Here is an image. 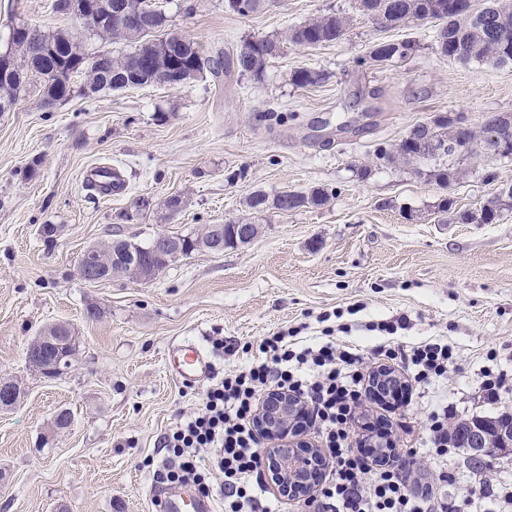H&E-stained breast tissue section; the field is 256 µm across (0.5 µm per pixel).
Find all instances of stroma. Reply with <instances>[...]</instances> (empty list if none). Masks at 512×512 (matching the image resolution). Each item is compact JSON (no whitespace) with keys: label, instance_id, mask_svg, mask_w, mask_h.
Returning <instances> with one entry per match:
<instances>
[{"label":"stroma","instance_id":"35a3bbf8","mask_svg":"<svg viewBox=\"0 0 512 512\" xmlns=\"http://www.w3.org/2000/svg\"><path fill=\"white\" fill-rule=\"evenodd\" d=\"M54 0H0V49L12 23L80 32ZM354 0H276L240 16L225 0H171L169 25L206 54L239 51L260 37L328 12H351ZM433 23L383 28L355 16L347 34L315 48L284 45L261 78L203 73L187 84L148 86L91 96L76 92L54 108L21 94L0 112V379L22 395L0 410V512H159L164 486L156 472L164 437L197 412L206 382L184 383L167 366L174 347L196 339L216 372L246 359L214 349V338L239 345L343 311V342L376 362L383 342L375 323L407 317L394 339H443L457 364L439 390L386 411L400 454L422 435L432 402L448 400L459 419L512 412V397L478 398L480 370L495 354L512 374V208L494 224H461L512 182V158L491 160L442 190L412 168L371 163L376 143L397 142L437 112L465 113L479 124L489 112H512V65L492 68L441 58ZM88 51L99 39L81 34ZM415 40L409 60L384 68L354 60L378 40ZM324 71L321 86L301 89L291 73ZM268 111L266 121L257 111ZM109 164L125 181L102 197L88 180ZM370 165L366 177L357 168ZM334 190L321 208L258 217L259 234L219 254L171 262L154 281L115 276L87 283L81 254L114 234L145 243L158 231L193 236L205 225L244 218V199L268 192ZM186 206L161 218L170 195ZM454 213L439 212L443 196ZM55 228L53 242L41 229ZM99 317H89L88 304ZM70 324L79 344L64 375L28 367L24 347L53 323ZM74 417L55 431L61 409Z\"/></svg>","mask_w":512,"mask_h":512}]
</instances>
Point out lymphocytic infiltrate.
<instances>
[{"instance_id": "1", "label": "lymphocytic infiltrate", "mask_w": 512, "mask_h": 512, "mask_svg": "<svg viewBox=\"0 0 512 512\" xmlns=\"http://www.w3.org/2000/svg\"><path fill=\"white\" fill-rule=\"evenodd\" d=\"M335 332V327H325L321 339L303 344L298 329L290 328L259 344H244L242 351L249 356L244 366L216 379L204 394L200 412L166 435L164 443L172 452L164 467L166 480L195 485L206 496L212 473L220 472L224 512H256L265 491L256 412L266 392L284 390L310 405L332 459L329 473L321 477L318 498L308 503L311 512H512V487L495 489L486 474L471 476L459 503L440 492L418 495L405 465L376 459L372 448L353 444L358 427L369 438L389 436L382 426L358 423L364 405L387 410L392 402L407 400L411 387L443 385L455 361L452 347L442 341L385 347V356L401 362L413 383L382 397L375 391L378 371L366 369L361 350L337 343ZM456 417L455 407L439 403L425 419L424 445L442 483L449 479L448 457L454 451L448 425ZM207 449L214 450V460L204 458Z\"/></svg>"}]
</instances>
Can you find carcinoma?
Segmentation results:
<instances>
[{
    "mask_svg": "<svg viewBox=\"0 0 512 512\" xmlns=\"http://www.w3.org/2000/svg\"><path fill=\"white\" fill-rule=\"evenodd\" d=\"M227 8L241 16L258 13L266 6L267 0H226ZM355 8L362 14L385 21V26H400L408 22L438 20L441 26L436 30L435 51L448 60L460 63H479L497 68L512 65V0H486L485 6L475 11H453L448 9V0H355ZM350 17L343 13H328L315 19L306 20L288 28L284 40L299 48H314L341 39L347 32ZM25 23L13 26L9 33L7 51L12 76L0 79V104L13 102L17 97L38 89L43 97L64 101L72 96L74 86L57 78L60 67L79 69L85 75L81 93L96 94L102 91L127 89L124 75L135 62L150 59L155 70L141 74L143 85L163 84L168 69L167 62L173 61L187 79L208 70L214 74L236 67L241 73L260 77L268 59L274 57L281 40L261 38L259 47L249 53L237 52L235 59L212 57L203 53L194 42L180 46L171 53L160 54L164 42L173 35L169 29V16L160 12L155 23L148 29L131 34L125 29L112 25L89 28L87 32L118 49H101L87 53L81 42L73 35L61 31H37L42 46L31 50L27 47ZM418 51V44L410 39L401 41H376L368 54L356 60V66L383 68L392 63L410 58ZM102 57L104 65L88 71L85 62L89 58ZM326 80V73L312 68H300L293 72L292 83L298 88L315 87ZM499 118L490 113L483 116L479 125H466L459 130L453 121L441 123L424 119L414 123L405 136L395 144H378L374 159L381 165L403 164L410 166L423 160H433L435 165L429 171V180L446 190L468 173L462 167L466 160H473L481 154L495 151L498 143L489 139L491 127ZM333 191L324 187H313L307 191L268 193L263 190L252 192L245 199L246 208L253 214L269 210L292 212L303 208H321L333 198ZM512 206V184H503L499 192L480 212H465L459 219L465 224H492L503 207ZM77 343L68 336L42 347L40 359L47 362L63 354L73 359ZM512 426V415H500L457 423L452 434L459 448L471 447V438L479 433L486 436L489 446L484 455L495 457L508 445L500 440L498 429Z\"/></svg>",
    "mask_w": 512,
    "mask_h": 512,
    "instance_id": "cac0c4a2",
    "label": "carcinoma"
}]
</instances>
